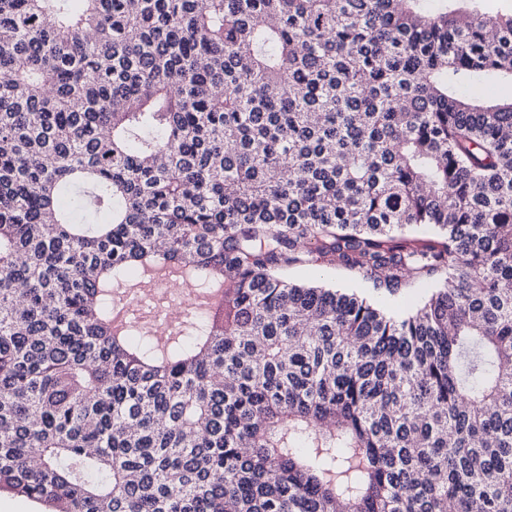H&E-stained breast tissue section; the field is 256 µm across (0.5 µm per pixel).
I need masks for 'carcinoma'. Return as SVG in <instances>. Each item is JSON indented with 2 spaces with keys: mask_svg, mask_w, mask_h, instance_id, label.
<instances>
[{
  "mask_svg": "<svg viewBox=\"0 0 512 512\" xmlns=\"http://www.w3.org/2000/svg\"><path fill=\"white\" fill-rule=\"evenodd\" d=\"M0 0V493L512 512V11ZM400 314L291 281L310 264ZM221 299L164 345L114 287Z\"/></svg>",
  "mask_w": 512,
  "mask_h": 512,
  "instance_id": "obj_1",
  "label": "carcinoma"
}]
</instances>
